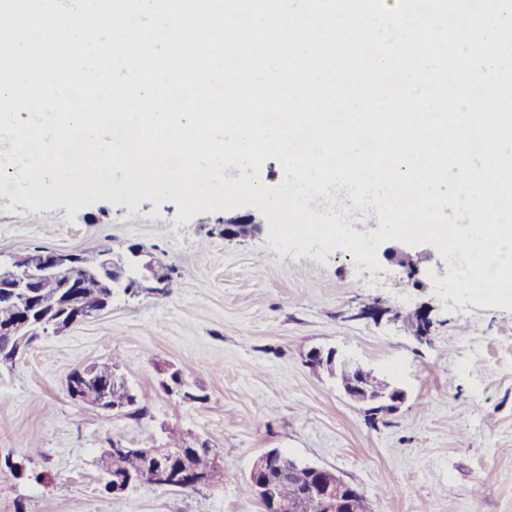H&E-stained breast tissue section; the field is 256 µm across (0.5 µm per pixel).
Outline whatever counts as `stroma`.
<instances>
[{
  "instance_id": "1",
  "label": "stroma",
  "mask_w": 512,
  "mask_h": 512,
  "mask_svg": "<svg viewBox=\"0 0 512 512\" xmlns=\"http://www.w3.org/2000/svg\"><path fill=\"white\" fill-rule=\"evenodd\" d=\"M0 194V250L113 251L142 247L171 267V294L114 291L112 305L35 341L0 372V512H263L242 487L254 459L276 448L360 486L370 512H512V311L456 303L430 249L417 279L369 268L343 249L280 252L267 234L224 237L225 214L177 221L171 201L138 208L99 201L31 209ZM427 304L430 342L392 312ZM384 308L383 318L364 315ZM335 349L403 389L400 409L370 421L326 372L314 349ZM115 360L139 394L127 413L71 399L68 375ZM171 366L202 399L161 388ZM211 443L222 483L164 490L147 483L112 497L103 480L109 440L149 448L164 428Z\"/></svg>"
}]
</instances>
